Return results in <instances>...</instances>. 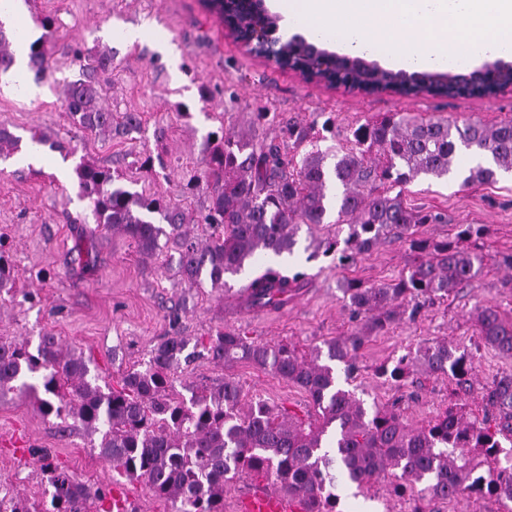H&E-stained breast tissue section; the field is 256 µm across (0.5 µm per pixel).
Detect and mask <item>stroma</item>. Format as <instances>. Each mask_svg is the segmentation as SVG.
Returning <instances> with one entry per match:
<instances>
[{
	"instance_id": "obj_1",
	"label": "stroma",
	"mask_w": 512,
	"mask_h": 512,
	"mask_svg": "<svg viewBox=\"0 0 512 512\" xmlns=\"http://www.w3.org/2000/svg\"><path fill=\"white\" fill-rule=\"evenodd\" d=\"M42 14L54 15L58 23L52 77L38 83L34 96L10 78L0 79V126L23 141L18 150L0 154V252L13 269L12 290H0V337L24 340L34 348L43 333L54 332L67 349L91 358L92 374L113 385L130 367L146 362L153 347L175 330L191 340L230 329L302 352L322 346L351 329L339 280L369 286L397 279L406 272L411 252L405 240L387 238L342 267L333 258L311 260L306 254L307 248L334 237L336 225L300 229L294 254L280 257L279 263L305 273L303 288L283 307L248 308L240 291L258 274V266L230 278L227 287L197 288L180 275L171 245L142 259L129 238L96 224L89 199L79 195L76 163L118 162L125 178L136 180V156L158 155L163 165L149 184L169 194L188 174H203L202 144L218 114L237 125L253 113H267L260 131L269 140L279 139L289 119L303 124L333 120L332 135L318 143L324 151L358 124L388 112L460 122L478 118L489 124L512 119V87L489 97L367 93L280 69L250 55L201 0H18L7 26L30 30ZM133 27L141 28L143 37L130 42L125 33ZM68 44L89 55L111 52L112 67L100 77L103 102L139 112L137 132L124 139L98 138L71 124L63 90L77 79L78 68L61 51ZM203 84L213 92L205 101L199 95ZM33 127L72 148V155L65 158L47 149L41 165L22 164L24 141ZM160 128L166 131L162 140L155 136ZM403 198L408 206L445 214V223L420 227V236L431 241L453 237L461 224L487 226L478 244L488 261L471 286L424 308L416 320L405 318L373 334L359 352L348 387L366 403L396 407L409 425H421L460 397L454 381L420 373L414 383L400 387L379 369L445 339L473 361V389L465 399L469 413L481 415L486 389L512 375V356L484 346L474 319L485 305L512 317V288L505 285L512 272L493 261L497 254L512 252V172H498L493 182L478 186L421 177L404 186ZM174 309L179 312L175 327L169 321ZM228 377L238 383L243 401L260 398L272 406L309 408L300 387L246 362L227 367L198 357L180 367L174 387L184 394L192 386H218ZM34 448L47 449L81 480L117 483L137 512L171 510L142 483L113 481L111 467L91 448L81 427L43 416L33 399L1 398L0 483L40 499L45 480L30 454ZM413 506L411 497L395 496L381 484L364 495L346 493L343 504L345 512H411Z\"/></svg>"
}]
</instances>
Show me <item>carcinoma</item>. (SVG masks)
Wrapping results in <instances>:
<instances>
[{
  "mask_svg": "<svg viewBox=\"0 0 512 512\" xmlns=\"http://www.w3.org/2000/svg\"><path fill=\"white\" fill-rule=\"evenodd\" d=\"M45 35L28 45L29 69L40 80L50 72L45 43L56 31V18L36 17ZM0 25V72L15 64L12 42ZM80 78L66 84L65 107L80 131L109 132L125 137L137 130V112L116 116L101 103L98 74L112 67L106 54L83 56L76 49ZM282 66L306 68L310 58L300 46H280ZM421 87L404 94L472 97L482 95L479 71L471 81L443 71L414 72ZM343 80L367 83L370 92L407 77L404 71L380 69L336 74ZM268 113L256 112L248 128L219 125L207 133L203 162L208 179V204L191 210L167 195L132 192L123 176L108 166L76 168L82 191L93 205L95 222L131 239L144 258L155 256L160 237L178 253L181 275L191 284L210 280L227 286L225 276L240 273L256 258L292 254L301 225L324 224L331 206L336 223L348 227L346 238H329L318 254L338 256L347 265L381 239L393 235L409 241L416 254L401 278L365 286L343 280L338 288L357 324L344 336L327 340L309 353L286 344L257 343L234 330H219L187 351L188 341L173 333L153 350L147 362L128 370L117 386L98 384L85 359L63 348L47 331L36 352L25 341H0V398L32 396L46 417L70 419L89 435L100 436L99 457L117 475L146 486L171 504L173 512H224V488L242 473H256L274 488L306 502L307 512H344L339 488L361 494L388 476L399 494L419 490L420 499L452 501L477 495L512 503V375L500 378L483 395V418H472L465 406L440 411L421 426L407 425L398 409H368L355 393L337 387L333 362L355 369L357 353L370 336L415 318L425 305L448 296L478 278L484 256L462 242L480 237L471 224L459 225L455 239L431 242L417 235L423 224L443 221L441 214L408 206L395 188L425 176L443 178L462 173V184L482 185L496 171H512V120L489 126L475 120L459 124L448 119L423 120L409 112H388L367 120L328 154L316 148V123L288 120L282 140L259 137ZM491 160L461 164L462 152ZM333 165H327L328 157ZM335 183L340 193L327 195ZM188 224L212 229L201 241L185 230ZM304 274L288 275L270 265L243 289L250 307L279 306L302 287ZM480 339L499 353L512 356V317L487 305L477 313ZM446 341L408 353L380 369L397 385L418 370L450 375L470 392L472 363ZM229 365L247 362L268 369L302 388L310 409L304 415L255 399L241 403V391L230 378L184 399L172 393L181 361L199 356ZM46 480L50 508L15 490L0 493V512H121L111 488L76 479L46 451L37 453Z\"/></svg>",
  "mask_w": 512,
  "mask_h": 512,
  "instance_id": "carcinoma-1",
  "label": "carcinoma"
}]
</instances>
